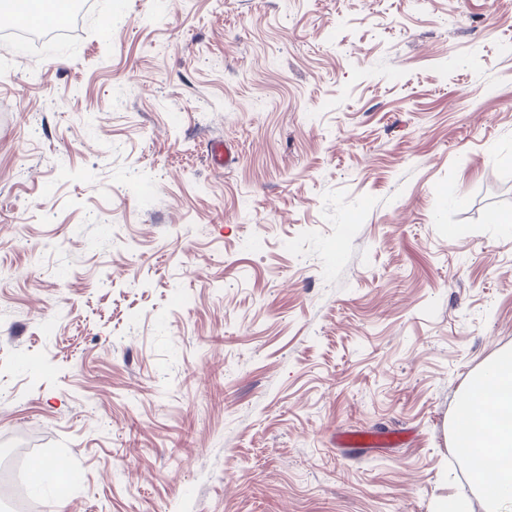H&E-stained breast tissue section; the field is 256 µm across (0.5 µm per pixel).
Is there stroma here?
<instances>
[{
	"instance_id": "obj_1",
	"label": "stroma",
	"mask_w": 512,
	"mask_h": 512,
	"mask_svg": "<svg viewBox=\"0 0 512 512\" xmlns=\"http://www.w3.org/2000/svg\"><path fill=\"white\" fill-rule=\"evenodd\" d=\"M90 2L0 35L39 512H485L451 425L512 353V0Z\"/></svg>"
}]
</instances>
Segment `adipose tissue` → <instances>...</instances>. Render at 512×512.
<instances>
[{"label":"adipose tissue","instance_id":"adipose-tissue-1","mask_svg":"<svg viewBox=\"0 0 512 512\" xmlns=\"http://www.w3.org/2000/svg\"><path fill=\"white\" fill-rule=\"evenodd\" d=\"M506 411L512 413V356L474 377L453 428L455 446L471 465L487 512H512V422L500 421ZM481 428L494 435L493 442L482 447L475 443Z\"/></svg>","mask_w":512,"mask_h":512}]
</instances>
